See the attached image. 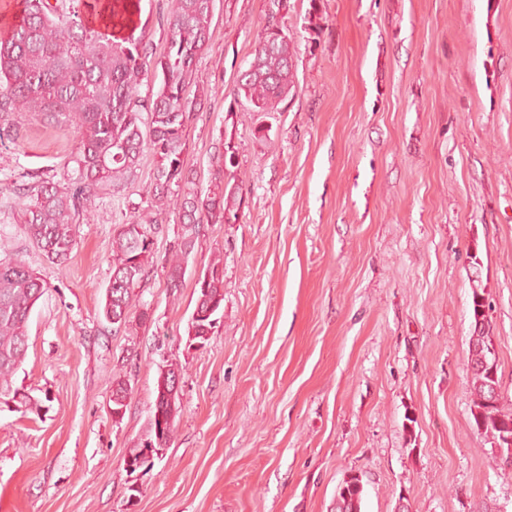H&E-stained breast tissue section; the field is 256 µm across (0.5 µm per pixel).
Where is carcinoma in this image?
Returning a JSON list of instances; mask_svg holds the SVG:
<instances>
[{
    "label": "carcinoma",
    "instance_id": "cac0c4a2",
    "mask_svg": "<svg viewBox=\"0 0 512 512\" xmlns=\"http://www.w3.org/2000/svg\"><path fill=\"white\" fill-rule=\"evenodd\" d=\"M215 0H167L162 15L166 46L158 53L148 27L135 21L140 0H21L19 21L0 34V117H44L73 134L60 179L41 178L23 185V229L46 260L66 267L75 246L73 225L89 214L93 197L106 187L136 175L144 152L155 159L146 195L156 211L179 207L180 232L171 246L167 287L183 286L188 259L206 224H226L236 217L237 187L224 182L233 163L218 151L210 188L195 193L186 167L187 127L207 95L197 86V62L210 40ZM267 24L248 67L239 72L233 102L251 112H277L296 92L295 50L280 24L288 0H270ZM124 31L118 37L114 31ZM158 80L150 97L140 92L148 73ZM157 221L140 215L119 225L112 237V277L106 289L103 319L128 326L135 291L148 276L152 250L146 244ZM195 285L196 309L211 314L191 317L190 343L204 345L224 307V258L214 255ZM44 292L37 274L21 261L0 262V379L11 375L27 350V321ZM470 340L472 372L470 412L475 427L497 434L512 425V410L501 399L490 402L494 360L487 316L474 320ZM128 384L112 380V412L125 413ZM176 399L157 391L148 439L156 440L157 415L176 417ZM364 487L358 476L343 481L336 512H361Z\"/></svg>",
    "mask_w": 512,
    "mask_h": 512
}]
</instances>
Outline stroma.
<instances>
[{"label": "stroma", "mask_w": 512, "mask_h": 512, "mask_svg": "<svg viewBox=\"0 0 512 512\" xmlns=\"http://www.w3.org/2000/svg\"><path fill=\"white\" fill-rule=\"evenodd\" d=\"M268 0H215L186 166L239 186L235 221L188 260L224 257V309L188 344L193 279L167 286L179 216L159 214L140 326L100 315L116 225L147 212L154 170L107 189L75 225L66 268L24 234L16 187L59 173L70 134L16 116L0 138V259L45 293L0 396V512H334L350 475L362 512H512V465L470 413L472 294L491 306L512 410V0H288L297 91L282 111L231 101ZM178 412L151 464L161 367ZM130 389L113 417V379Z\"/></svg>", "instance_id": "obj_1"}]
</instances>
